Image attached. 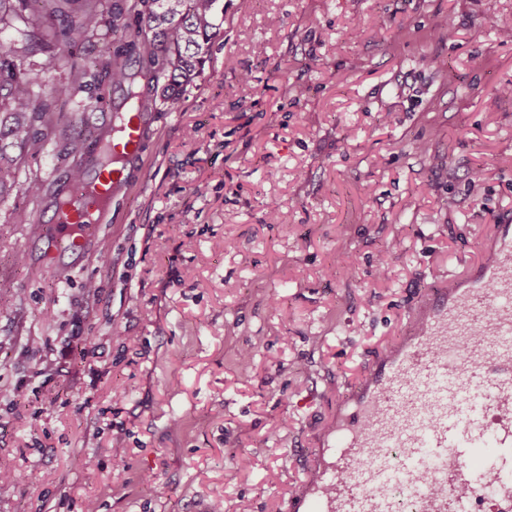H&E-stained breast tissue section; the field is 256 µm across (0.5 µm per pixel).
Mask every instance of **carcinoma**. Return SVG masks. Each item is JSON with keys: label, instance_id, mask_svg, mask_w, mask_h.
<instances>
[{"label": "carcinoma", "instance_id": "carcinoma-1", "mask_svg": "<svg viewBox=\"0 0 512 512\" xmlns=\"http://www.w3.org/2000/svg\"><path fill=\"white\" fill-rule=\"evenodd\" d=\"M29 2L0 0V30H14L47 54L37 67L24 71L13 63L3 65L0 55V190L15 184L17 162L7 155V148L27 139L28 127L36 119L54 127L51 101L36 94L59 65L58 54L43 43L42 19L57 23L53 34L63 41L96 31L103 20L102 0H39L38 12L28 11ZM129 10L143 16L146 25L131 27L120 22L121 15H114L112 31L123 47L95 62L93 77L127 87L132 98L136 78L148 77L161 85L160 99L167 109L177 112L184 87L202 73L212 40L221 31L224 5L221 0H136ZM88 74L86 69L74 71L71 83L53 88L51 97L81 90Z\"/></svg>", "mask_w": 512, "mask_h": 512}]
</instances>
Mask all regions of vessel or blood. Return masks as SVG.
<instances>
[{
    "label": "vessel or blood",
    "mask_w": 512,
    "mask_h": 512,
    "mask_svg": "<svg viewBox=\"0 0 512 512\" xmlns=\"http://www.w3.org/2000/svg\"><path fill=\"white\" fill-rule=\"evenodd\" d=\"M146 116L112 115L114 163L61 201L53 222L65 230L47 247L80 249L145 142ZM495 257L467 287H445L413 310L407 336L381 354L330 434L332 453L297 512H471L484 470L499 477L498 512H512V225L497 224ZM484 318L480 338L460 332ZM460 483L468 498L453 496Z\"/></svg>",
    "instance_id": "obj_1"
}]
</instances>
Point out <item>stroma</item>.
I'll list each match as a JSON object with an SVG mask.
<instances>
[{"mask_svg": "<svg viewBox=\"0 0 512 512\" xmlns=\"http://www.w3.org/2000/svg\"><path fill=\"white\" fill-rule=\"evenodd\" d=\"M507 30L512 0H224L181 111L50 265L72 158L33 123L9 153L44 190L0 192V512H291L419 297L512 218ZM113 39L75 36L50 85ZM121 101L92 82L55 118L103 131ZM86 336L97 362L60 355Z\"/></svg>", "mask_w": 512, "mask_h": 512, "instance_id": "stroma-1", "label": "stroma"}]
</instances>
